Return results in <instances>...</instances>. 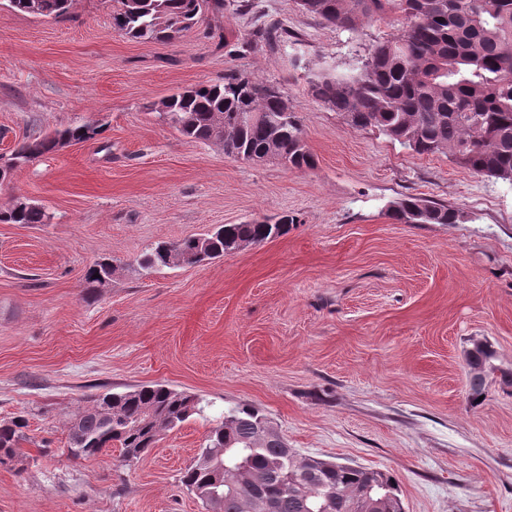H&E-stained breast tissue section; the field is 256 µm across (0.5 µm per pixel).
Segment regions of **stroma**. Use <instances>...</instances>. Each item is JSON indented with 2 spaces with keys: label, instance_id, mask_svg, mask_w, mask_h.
<instances>
[{
  "label": "stroma",
  "instance_id": "35a3bbf8",
  "mask_svg": "<svg viewBox=\"0 0 512 512\" xmlns=\"http://www.w3.org/2000/svg\"><path fill=\"white\" fill-rule=\"evenodd\" d=\"M238 2L166 43L116 32L112 0L58 20L0 5V155L100 129L0 183V209L26 199L52 216L0 224V422L28 420L0 463V512H205L181 474L239 403L298 453L390 472L404 512H512V391L493 374L472 402L465 360L485 339L512 369V184L355 129L310 95L400 22L348 32L295 0ZM263 24L287 42L255 41ZM230 73L280 87L314 168L228 157L150 109ZM408 195L464 219L399 223L389 206ZM284 215L287 235L211 262L138 264L156 243ZM104 258L111 280L88 287ZM151 383L198 394L205 414L128 466L117 447L69 456L68 422L92 395ZM90 127L91 125L87 124L69 126L56 130L52 134L38 136L14 151L4 164H0V169L4 168L12 171L21 163H27L40 156L57 151L61 145L68 141L83 142L93 139L100 133V130L99 127Z\"/></svg>",
  "mask_w": 512,
  "mask_h": 512
}]
</instances>
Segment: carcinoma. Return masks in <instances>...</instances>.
<instances>
[{
    "mask_svg": "<svg viewBox=\"0 0 512 512\" xmlns=\"http://www.w3.org/2000/svg\"><path fill=\"white\" fill-rule=\"evenodd\" d=\"M9 7L34 17L64 18L73 0H8ZM112 24L139 41L167 42L195 26L205 12L224 8V0H114ZM301 10L354 31L364 21L395 16L400 32L375 44L357 72L323 73L309 92L343 114L357 129H375L418 155L446 154L460 166L512 183V0H296ZM156 111L184 138L220 142L224 154L254 164L277 150L289 169H312L297 116L281 91L243 74L200 84L169 96ZM224 128L218 138L216 129ZM100 133L87 124L38 136L11 154L0 169L55 152L68 141L83 142ZM403 224H458L463 214L421 197L405 196L390 205ZM50 216L29 202L0 210L1 224H46ZM291 221L224 224L200 236L162 243L146 251L139 265L158 270L199 264L288 234ZM114 265L90 266L87 283L103 286ZM99 277H94V274ZM487 340L466 350L469 395H484L486 378L500 373L512 388V370L496 365ZM94 407L79 411L68 427L74 457H92L117 444L122 461L139 460L172 429L204 413L203 400L161 384L94 396ZM112 415L102 412L104 405ZM23 416L0 424V458L13 459L23 438ZM271 421L258 408L240 403L224 410V421L201 445L182 484L207 512H351L363 491L379 502L375 512H401L397 479L357 465L315 457L307 462L269 431Z\"/></svg>",
    "mask_w": 512,
    "mask_h": 512,
    "instance_id": "obj_1",
    "label": "carcinoma"
}]
</instances>
